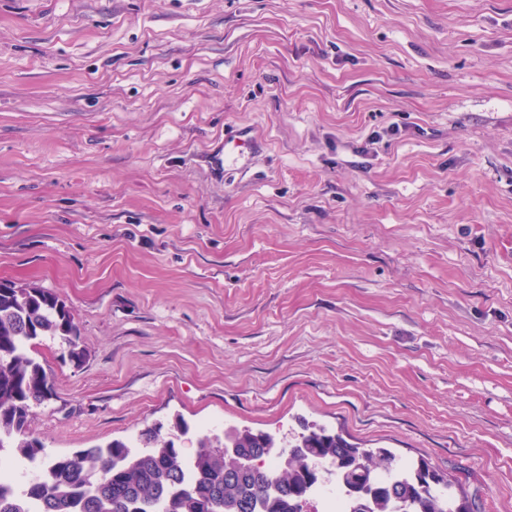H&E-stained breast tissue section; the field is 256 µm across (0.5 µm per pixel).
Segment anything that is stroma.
<instances>
[{
	"label": "stroma",
	"instance_id": "35a3bbf8",
	"mask_svg": "<svg viewBox=\"0 0 512 512\" xmlns=\"http://www.w3.org/2000/svg\"><path fill=\"white\" fill-rule=\"evenodd\" d=\"M0 281L48 455L304 419L512 512V0H0Z\"/></svg>",
	"mask_w": 512,
	"mask_h": 512
}]
</instances>
